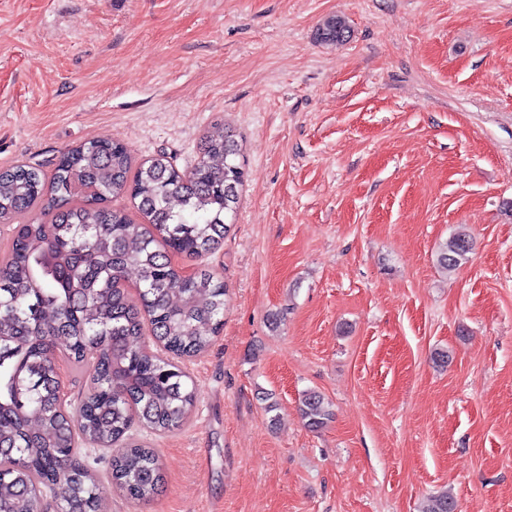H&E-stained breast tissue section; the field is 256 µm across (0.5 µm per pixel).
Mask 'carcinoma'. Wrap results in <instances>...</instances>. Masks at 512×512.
Masks as SVG:
<instances>
[{"mask_svg":"<svg viewBox=\"0 0 512 512\" xmlns=\"http://www.w3.org/2000/svg\"><path fill=\"white\" fill-rule=\"evenodd\" d=\"M317 36L338 44L349 29L342 17L329 16ZM239 156L238 141L220 126L188 173L162 157L134 168L119 140L68 150L49 176L29 165L0 169V223L15 225L9 255L0 261V512H35L47 485L56 512H100L113 488L139 502L157 492L162 472L152 449L124 446L112 458L108 486L77 462L73 443L85 437L109 448L136 423L170 432L191 412L186 375L147 349L143 326L149 322L175 358L201 353L221 332L224 281L207 270L184 275L170 254L198 257L220 245L245 179ZM120 194L145 223L108 207V198ZM47 195L51 218L25 220ZM470 250L460 230L438 263L453 270ZM131 268L138 273V306L119 287ZM59 343L67 360L90 357L96 364V380L76 411L57 403ZM300 414L312 431L332 418L329 401L315 390L303 392ZM454 505L442 493L423 512H450Z\"/></svg>","mask_w":512,"mask_h":512,"instance_id":"obj_1","label":"carcinoma"}]
</instances>
